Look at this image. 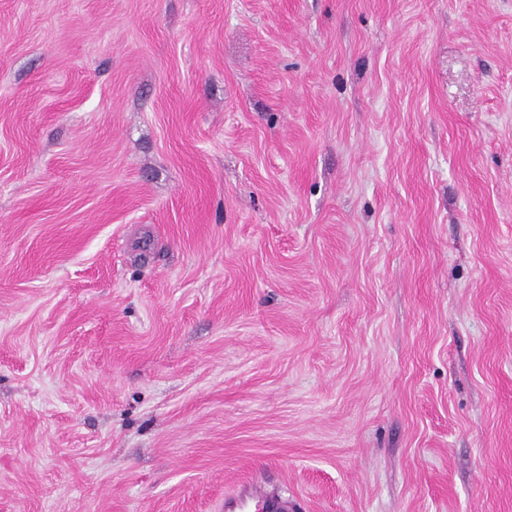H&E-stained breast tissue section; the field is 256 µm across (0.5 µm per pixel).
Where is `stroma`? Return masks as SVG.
<instances>
[{
    "instance_id": "35a3bbf8",
    "label": "stroma",
    "mask_w": 512,
    "mask_h": 512,
    "mask_svg": "<svg viewBox=\"0 0 512 512\" xmlns=\"http://www.w3.org/2000/svg\"><path fill=\"white\" fill-rule=\"evenodd\" d=\"M512 512V0H0V512ZM252 504L260 509L257 512H288L285 502L267 496L254 482L242 485L235 492L224 496V510L227 512H247L245 509L252 507Z\"/></svg>"
}]
</instances>
